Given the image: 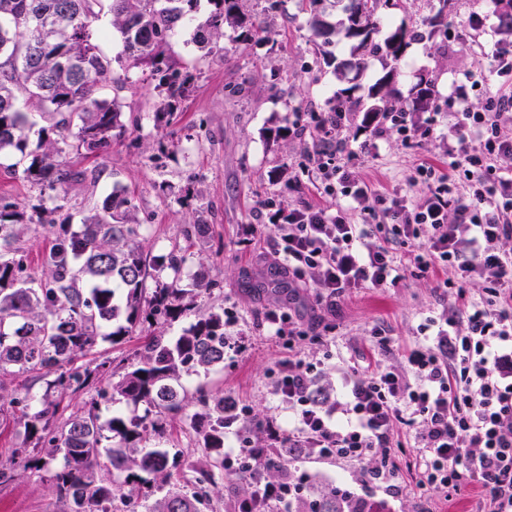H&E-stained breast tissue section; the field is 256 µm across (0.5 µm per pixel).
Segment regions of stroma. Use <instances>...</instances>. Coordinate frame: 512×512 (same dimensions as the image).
Returning <instances> with one entry per match:
<instances>
[{
  "instance_id": "stroma-1",
  "label": "stroma",
  "mask_w": 512,
  "mask_h": 512,
  "mask_svg": "<svg viewBox=\"0 0 512 512\" xmlns=\"http://www.w3.org/2000/svg\"><path fill=\"white\" fill-rule=\"evenodd\" d=\"M272 2L249 0L247 4L248 22L260 30L262 42L243 44L238 30L225 28L226 54L220 57L192 41L196 25L206 20L210 10L207 0H200L192 24L171 40V57L192 75L194 90L174 107L169 119H157L160 99L140 71L114 67V81L102 95L115 101L123 131L107 150L79 159L86 180L44 199L38 189L0 165V199L30 215L52 210L53 222L67 219L76 225L111 192H125L135 204L132 215L144 254L187 249L192 260L184 270L182 287H191L194 274L203 273L211 288L196 296V310L232 312L224 334L229 342L244 344L209 372L183 374L185 393L202 388L230 395L247 405L257 420L274 417L284 423L288 410L272 392L271 373L287 358L288 340L271 336L263 320L266 309L289 298L293 312L302 319L322 316L330 327L331 343L305 342L301 355L333 383L340 365H352L364 373L380 364L403 368V351L418 338L419 324L428 316L461 309L462 303L455 292L438 288L436 277L408 274L393 288L352 291L340 299L334 312L322 314L308 291L292 297L287 281L269 278L267 235L251 237L243 232L244 225L267 223L265 203L288 210L308 202L331 213L345 203L339 192L329 193L299 179L302 169L341 160L333 139L316 137L312 117L323 113L328 100L345 84L333 69H311L313 46L305 15L293 6L285 12L275 9ZM475 13L484 18V27L457 40V33ZM498 25L495 0H458L447 34L411 42L406 48L398 62L397 98L407 99L417 73H430L435 80L439 117L426 137L406 141L393 132L371 143L360 132L359 120L347 122L346 135L362 147L348 171L352 179L370 187L372 196L400 192L419 202L427 186L415 178L418 164L426 161L447 168L448 96L455 83L470 80L476 88L468 106L474 111L480 108L491 54L505 43ZM297 125L305 126L304 135L294 133ZM52 224H31L20 237L25 273L36 280L46 273L44 258L54 238ZM375 328L390 336L389 347L371 343ZM23 391L36 402L44 384L33 374L19 373L0 389V397L8 401L0 411V460L9 458L13 449L31 445L16 422L19 408L9 404ZM195 411V404H188L169 420L165 446L180 460L171 478L175 484L186 482L203 460L192 420ZM289 470L295 477L306 470L320 482L351 487L361 484L364 472L360 465L305 455L293 459ZM415 477L414 471L405 472L399 495L383 487L373 491L379 512H476L479 500L474 496L453 507L437 496L420 500ZM66 510L45 471L32 468L18 471L13 479H0V512Z\"/></svg>"
}]
</instances>
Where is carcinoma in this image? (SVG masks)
Returning <instances> with one entry per match:
<instances>
[{
	"label": "carcinoma",
	"mask_w": 512,
	"mask_h": 512,
	"mask_svg": "<svg viewBox=\"0 0 512 512\" xmlns=\"http://www.w3.org/2000/svg\"><path fill=\"white\" fill-rule=\"evenodd\" d=\"M243 0H208L210 13L195 33L198 43L223 36L224 24L240 29L238 40L251 42L256 31L241 11ZM307 15L313 44L323 56L332 39L344 43L347 56L336 62L339 80L347 82L328 111H354L351 92L370 57L381 58L386 73L367 90L369 103L361 123L369 127L390 112H429L435 106V80L421 75L409 99L395 106L396 64L412 40L431 39L448 30V15L457 0H427L429 14L421 28L398 26L379 42L381 11L389 0H293ZM504 3L499 31L512 35V0ZM198 0H0V157L20 155L24 180L40 191H66L85 177V171L66 159V153L86 156L110 146L120 113L112 102L97 96L111 74V60L90 30L102 16L120 33L124 67L139 69L164 97L158 116L191 93V78L171 61L170 42L177 29L191 20ZM49 117L35 149H29L28 113L19 98ZM132 200L114 192L102 210L71 224L56 225L46 256L49 270L36 288L23 277L24 262L16 245L32 218L14 203L0 202V388L17 371L34 372L46 383L40 408L24 394L10 401L21 406L17 422L35 440L31 448H16L0 463V477L15 471L19 459L40 457L52 470L51 481L69 512H200L210 503L209 487L216 480L236 481L224 473V397L201 390L196 397L195 431L204 463L195 470L196 486H177L152 504L140 503L137 487L142 471L170 482L177 457L166 448L136 454L150 434L164 437L167 417L181 413L187 397L180 392L182 373L207 372L224 363V314L200 312L177 338L147 336L135 358L117 381H106V363L74 365L95 348L101 336L119 345L149 319L176 321L193 305L196 291L209 283L182 288L187 251L172 249L151 259L136 241ZM168 282L147 294L150 271ZM110 332L101 334V328ZM106 383L98 396L120 397L143 415L116 414L101 420L96 400L65 414L69 393ZM123 476L103 480L97 468Z\"/></svg>",
	"instance_id": "obj_1"
}]
</instances>
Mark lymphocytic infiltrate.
<instances>
[{
    "instance_id": "f902f5d3",
    "label": "lymphocytic infiltrate",
    "mask_w": 512,
    "mask_h": 512,
    "mask_svg": "<svg viewBox=\"0 0 512 512\" xmlns=\"http://www.w3.org/2000/svg\"><path fill=\"white\" fill-rule=\"evenodd\" d=\"M481 111L466 109L471 93L456 85L448 97V170L422 164L419 180L429 186L416 206L403 198L382 197L367 204L366 185L351 182L340 165L311 170L325 191H340L348 205L328 214L303 203L269 215L273 275L304 282L312 279L318 303L335 306L356 288H390L401 279L386 238L407 246L414 274L453 270L443 288L462 297L461 315H444L420 325L422 340L405 354L406 368L377 367L364 375L340 370V382L321 383L316 366L301 355L282 362L274 393L292 415L285 427L263 421L267 447L246 438L224 450L228 474H248L252 493L235 502L234 512H300L313 487L312 476L273 477L264 463L269 449L305 450L315 458L368 464L373 483L399 490L404 469L416 470L420 499L437 495L452 502L478 490L486 512H512V133L499 124L512 97L498 86L512 83V50L494 53ZM472 150L459 147L466 137ZM468 188L458 193L457 182ZM383 215L385 224L375 223ZM361 223H353V216ZM485 279V297L471 298L464 285ZM410 435V453L392 452L400 429Z\"/></svg>"
}]
</instances>
